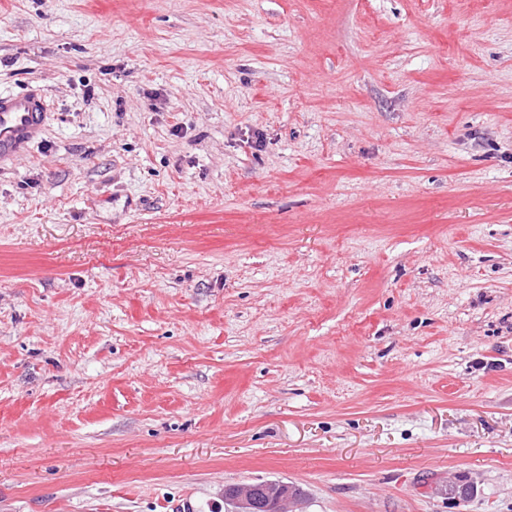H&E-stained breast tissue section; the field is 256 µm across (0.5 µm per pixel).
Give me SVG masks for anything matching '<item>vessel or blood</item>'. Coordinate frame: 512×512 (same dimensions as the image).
Returning a JSON list of instances; mask_svg holds the SVG:
<instances>
[{
    "label": "vessel or blood",
    "mask_w": 512,
    "mask_h": 512,
    "mask_svg": "<svg viewBox=\"0 0 512 512\" xmlns=\"http://www.w3.org/2000/svg\"><path fill=\"white\" fill-rule=\"evenodd\" d=\"M43 95L33 89L0 94V162L13 159L38 139L45 127Z\"/></svg>",
    "instance_id": "b4317fda"
}]
</instances>
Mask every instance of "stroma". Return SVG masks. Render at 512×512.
I'll use <instances>...</instances> for the list:
<instances>
[{"label":"stroma","instance_id":"stroma-1","mask_svg":"<svg viewBox=\"0 0 512 512\" xmlns=\"http://www.w3.org/2000/svg\"><path fill=\"white\" fill-rule=\"evenodd\" d=\"M31 88L0 512H512V0H0ZM269 482L262 486L249 483L237 487L234 497L236 504L240 507L237 511L256 512L255 500L259 493L263 495L266 501L273 505V512H288L292 505V498L288 491V483L283 481L267 480Z\"/></svg>","mask_w":512,"mask_h":512}]
</instances>
